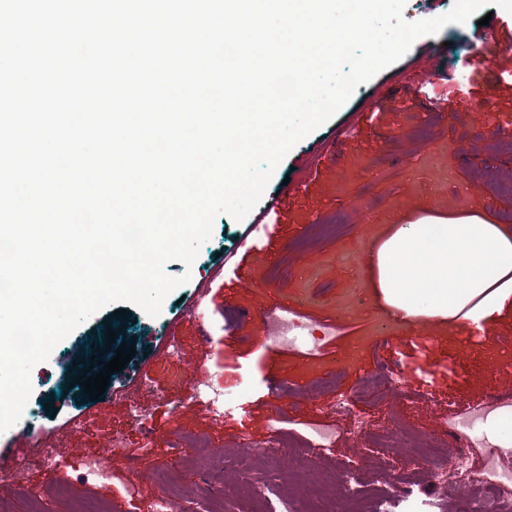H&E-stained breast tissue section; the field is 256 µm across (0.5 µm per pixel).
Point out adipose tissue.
Segmentation results:
<instances>
[{
  "label": "adipose tissue",
  "instance_id": "adipose-tissue-1",
  "mask_svg": "<svg viewBox=\"0 0 512 512\" xmlns=\"http://www.w3.org/2000/svg\"><path fill=\"white\" fill-rule=\"evenodd\" d=\"M378 267L380 286L397 308L421 294L478 321L512 297V237L491 224L401 225Z\"/></svg>",
  "mask_w": 512,
  "mask_h": 512
}]
</instances>
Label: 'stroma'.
<instances>
[{
	"label": "stroma",
	"mask_w": 512,
	"mask_h": 512,
	"mask_svg": "<svg viewBox=\"0 0 512 512\" xmlns=\"http://www.w3.org/2000/svg\"><path fill=\"white\" fill-rule=\"evenodd\" d=\"M476 19L418 38L393 65L359 85L345 105L297 143L275 169L265 197L242 221L220 215L192 266L164 267L187 283L164 300L159 316L127 305L94 313L31 371L22 416L33 436L56 449L62 471L31 486L0 480V512H149L160 495L183 512H246L256 488L287 494L308 507L342 460L361 462L362 477L396 489L421 479L405 468L418 435L438 429L452 402L512 396V367L501 341L512 337V299L465 343L467 320L411 303L403 319L375 288V257L400 224H501L512 227V86L499 70L478 67ZM482 98L481 111L468 106ZM270 237L242 245L252 225ZM211 302L193 310L201 288ZM283 305L310 323L344 320L347 329L315 358L269 345L263 310ZM134 346L131 380L110 382L90 400L62 358ZM177 355H168V342ZM404 392L354 397L378 359ZM222 394L223 418L192 398L200 380ZM331 421L343 431L321 456L258 455L273 423ZM391 434L398 445L379 455L358 429ZM136 450L138 488L121 479L83 480L84 457L103 455L115 435Z\"/></svg>",
	"instance_id": "35a3bbf8"
}]
</instances>
